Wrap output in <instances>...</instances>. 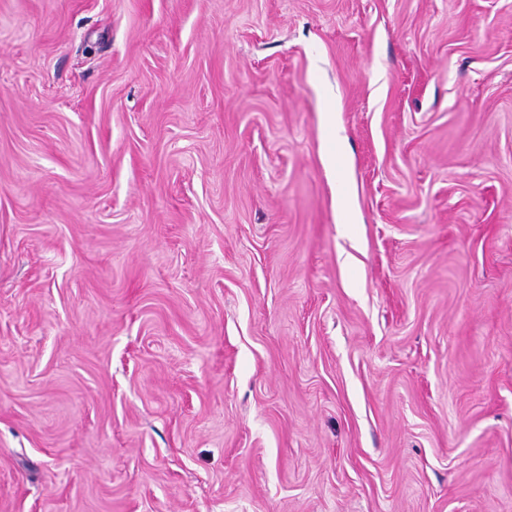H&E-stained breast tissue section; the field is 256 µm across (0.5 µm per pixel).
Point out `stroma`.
<instances>
[{
	"label": "stroma",
	"instance_id": "35a3bbf8",
	"mask_svg": "<svg viewBox=\"0 0 512 512\" xmlns=\"http://www.w3.org/2000/svg\"><path fill=\"white\" fill-rule=\"evenodd\" d=\"M0 512H512V0H0Z\"/></svg>",
	"mask_w": 512,
	"mask_h": 512
}]
</instances>
